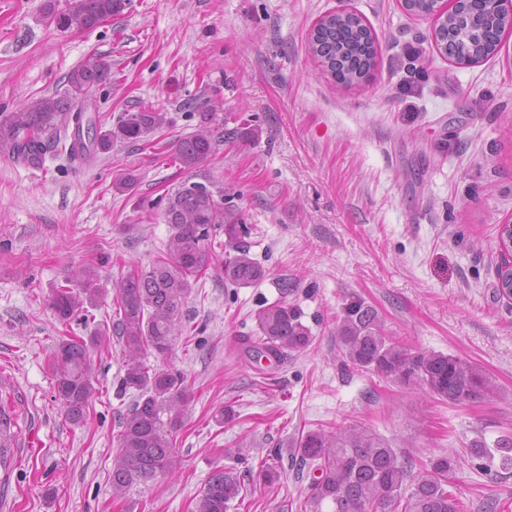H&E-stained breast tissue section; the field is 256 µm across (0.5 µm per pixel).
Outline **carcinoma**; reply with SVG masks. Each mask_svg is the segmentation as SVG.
<instances>
[{
  "label": "carcinoma",
  "instance_id": "1",
  "mask_svg": "<svg viewBox=\"0 0 512 512\" xmlns=\"http://www.w3.org/2000/svg\"><path fill=\"white\" fill-rule=\"evenodd\" d=\"M130 0H68L59 11L47 4L46 18L60 29L81 32L102 20L124 14ZM492 10L482 0L466 17H435L432 38L437 50L461 65L472 58L495 55L484 19ZM311 55L322 74L345 87L365 82L374 69L377 46L366 20L352 11L323 16L317 22ZM112 82V62L94 58L67 77L64 93L37 98L16 112L0 113V155L39 166L46 154L64 149L70 158H85L106 151L115 141L135 144L169 124L167 113L141 108L119 116L112 129L98 131L97 118L88 114L91 93ZM224 142L238 146L258 139L259 130L247 120L204 103L198 113V130L174 144L176 160L193 170L211 157ZM233 193L210 182H184L168 195L162 215L171 233L161 254L151 265L128 272L115 286L116 318L103 324L123 346L124 375L120 389L136 391L135 399L119 422V449L112 466V493L123 496L133 485L176 470L174 432L181 425L190 397L188 378L175 368H158L148 357L168 354L185 333L184 306L199 279L211 266L214 246L224 249V263L215 268L226 287L248 288L263 281L264 267L250 255V232L241 211L230 204ZM512 226L498 228L501 262L496 271V291L512 299ZM83 288L63 286L52 305L59 319L71 320L95 305L99 289L94 275L76 272ZM257 335L243 339L242 351L255 362L265 358L278 363L303 352L312 342L310 329L297 308L283 301L261 306L255 313ZM337 341L343 363L404 386H418L438 400L471 402L488 395L493 384L475 365L443 353L421 351L385 332L378 312L360 298L342 307ZM100 342L61 337L52 367L56 398L65 419L85 421L96 388L89 347ZM300 469L320 472L310 484L304 512H463L460 501L448 491L454 456H440L421 466L392 448L385 439L361 428L344 433L324 429L301 433L294 444ZM246 491L245 477L231 468L212 472L197 501L195 512H227Z\"/></svg>",
  "mask_w": 512,
  "mask_h": 512
}]
</instances>
